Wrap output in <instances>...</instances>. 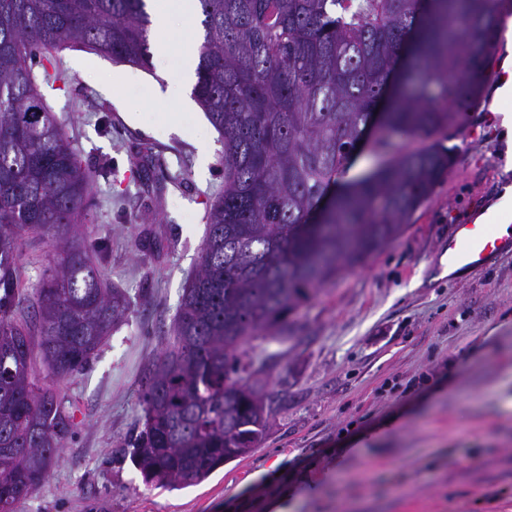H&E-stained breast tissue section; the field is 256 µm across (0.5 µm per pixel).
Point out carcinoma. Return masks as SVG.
Returning a JSON list of instances; mask_svg holds the SVG:
<instances>
[{
	"mask_svg": "<svg viewBox=\"0 0 512 512\" xmlns=\"http://www.w3.org/2000/svg\"><path fill=\"white\" fill-rule=\"evenodd\" d=\"M507 0H199L203 38L192 94L224 144V193L211 204L173 336L142 384L129 448L148 484H198L268 428L247 340L281 341L282 318L317 286L398 238L448 173L426 146L349 184L324 224L315 207L391 80L393 138L458 124L487 81ZM146 0H0V512L44 482L74 427L53 382L83 371L126 313L77 224L94 172L29 80L40 50L80 45L151 69ZM48 237L38 281L18 253ZM5 448H20L18 455Z\"/></svg>",
	"mask_w": 512,
	"mask_h": 512,
	"instance_id": "carcinoma-1",
	"label": "carcinoma"
}]
</instances>
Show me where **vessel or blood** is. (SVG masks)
<instances>
[{
	"label": "vessel or blood",
	"mask_w": 512,
	"mask_h": 512,
	"mask_svg": "<svg viewBox=\"0 0 512 512\" xmlns=\"http://www.w3.org/2000/svg\"><path fill=\"white\" fill-rule=\"evenodd\" d=\"M493 256L512 257V234L497 232L492 213H477L469 223L454 226L448 237L449 266L475 271Z\"/></svg>",
	"instance_id": "1"
}]
</instances>
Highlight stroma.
Here are the masks:
<instances>
[{"label": "stroma", "mask_w": 512, "mask_h": 512, "mask_svg": "<svg viewBox=\"0 0 512 512\" xmlns=\"http://www.w3.org/2000/svg\"><path fill=\"white\" fill-rule=\"evenodd\" d=\"M510 55L500 41L458 126L396 139L399 153L436 144L452 155L403 234L319 286L282 322L286 342L242 345L272 403L259 445L198 485L164 489L143 482L127 442L224 189V150L198 104L156 97L157 71L55 51L62 79L40 92L98 173L83 243L129 308L90 365L59 382L73 432L16 512H269L282 497L287 512H512V259L452 272L445 253L453 225L512 189L497 115L512 98L496 94ZM118 72L117 100L107 88Z\"/></svg>", "instance_id": "obj_1"}]
</instances>
